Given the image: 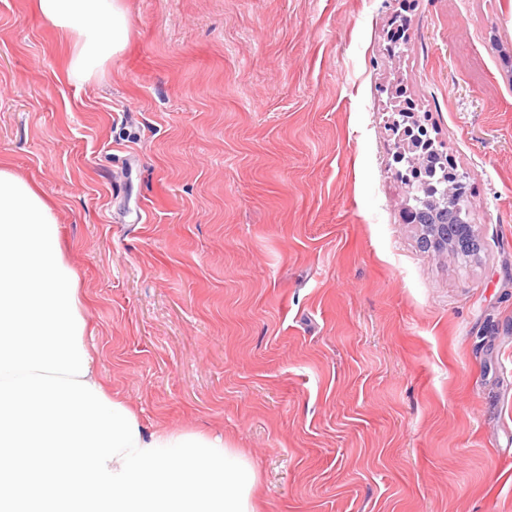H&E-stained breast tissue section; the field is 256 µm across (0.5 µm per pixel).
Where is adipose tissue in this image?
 Returning a JSON list of instances; mask_svg holds the SVG:
<instances>
[{"label":"adipose tissue","mask_w":512,"mask_h":512,"mask_svg":"<svg viewBox=\"0 0 512 512\" xmlns=\"http://www.w3.org/2000/svg\"><path fill=\"white\" fill-rule=\"evenodd\" d=\"M68 47L65 76L103 75L131 35L123 0H33ZM259 473L218 433L150 429L98 377L54 206L0 161V512H257Z\"/></svg>","instance_id":"ef3b65f1"}]
</instances>
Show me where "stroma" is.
Returning <instances> with one entry per match:
<instances>
[{
    "label": "stroma",
    "mask_w": 512,
    "mask_h": 512,
    "mask_svg": "<svg viewBox=\"0 0 512 512\" xmlns=\"http://www.w3.org/2000/svg\"><path fill=\"white\" fill-rule=\"evenodd\" d=\"M104 78L0 0V157L55 205L99 372L223 434L263 512H512V0H126ZM469 187L426 253L390 124Z\"/></svg>",
    "instance_id": "obj_1"
}]
</instances>
